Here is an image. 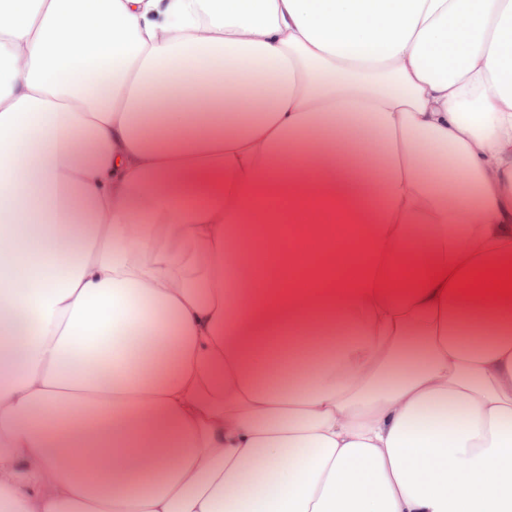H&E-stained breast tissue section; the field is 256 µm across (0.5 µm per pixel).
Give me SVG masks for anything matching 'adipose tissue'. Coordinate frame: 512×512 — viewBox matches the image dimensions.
<instances>
[{
    "instance_id": "ef3b65f1",
    "label": "adipose tissue",
    "mask_w": 512,
    "mask_h": 512,
    "mask_svg": "<svg viewBox=\"0 0 512 512\" xmlns=\"http://www.w3.org/2000/svg\"><path fill=\"white\" fill-rule=\"evenodd\" d=\"M509 262L512 0H0V512H512Z\"/></svg>"
}]
</instances>
